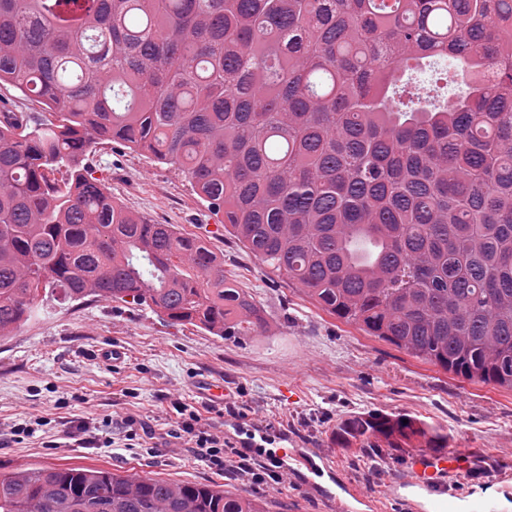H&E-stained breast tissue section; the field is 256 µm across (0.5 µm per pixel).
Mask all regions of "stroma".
<instances>
[{
    "mask_svg": "<svg viewBox=\"0 0 512 512\" xmlns=\"http://www.w3.org/2000/svg\"><path fill=\"white\" fill-rule=\"evenodd\" d=\"M88 164L118 204L178 225L223 256L225 275L261 304L268 330L224 340L149 310L48 296L38 319L0 338V430L24 416L42 423L33 438L0 444V475L43 466L124 468L251 490L245 477L165 444L177 398L206 413L226 440L240 446L252 438L250 455L280 454L288 485L264 490L270 512H470L475 500L512 512L511 389L458 378L328 315L225 233L223 216L199 202L175 167L116 142L98 145ZM110 346L123 350L122 363L100 359ZM205 379L230 390L224 405L202 395ZM90 410L101 421L146 422L151 445L118 454L78 447L66 432ZM350 412L407 414L439 429L458 473L418 489L405 483L418 449L383 460L336 447L332 432ZM345 484L372 507L347 506Z\"/></svg>",
    "mask_w": 512,
    "mask_h": 512,
    "instance_id": "35a3bbf8",
    "label": "stroma"
}]
</instances>
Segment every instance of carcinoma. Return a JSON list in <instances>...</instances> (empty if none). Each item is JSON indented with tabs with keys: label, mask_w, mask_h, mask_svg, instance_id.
Instances as JSON below:
<instances>
[{
	"label": "carcinoma",
	"mask_w": 512,
	"mask_h": 512,
	"mask_svg": "<svg viewBox=\"0 0 512 512\" xmlns=\"http://www.w3.org/2000/svg\"><path fill=\"white\" fill-rule=\"evenodd\" d=\"M2 83L49 117L0 114V337L55 291L224 339L266 329L223 258L92 177L87 154L122 141L180 169L225 232L328 314L512 389V0H0ZM332 440L448 447L385 413L341 417ZM0 512L269 504L33 468L0 476Z\"/></svg>",
	"instance_id": "carcinoma-1"
}]
</instances>
